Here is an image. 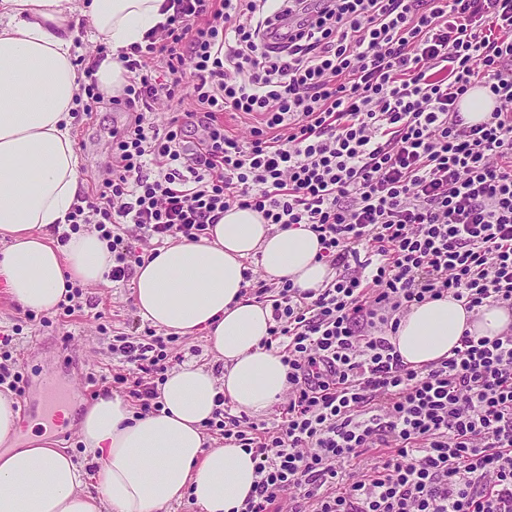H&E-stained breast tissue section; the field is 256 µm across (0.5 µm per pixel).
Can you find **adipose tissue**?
Returning a JSON list of instances; mask_svg holds the SVG:
<instances>
[{
    "label": "adipose tissue",
    "instance_id": "obj_1",
    "mask_svg": "<svg viewBox=\"0 0 512 512\" xmlns=\"http://www.w3.org/2000/svg\"><path fill=\"white\" fill-rule=\"evenodd\" d=\"M165 3L0 0V288L21 309L51 310L68 284L107 280L112 254L97 232L63 245L52 239L79 188L71 113L85 73L77 39L86 25L109 45L94 78L104 96L120 95L127 72L115 55L165 22ZM319 249L306 227L281 230L234 207L209 236L169 242L145 259L132 284L139 316L180 336L205 333L222 373L178 366L160 387L161 411L141 417L120 396H99L80 429L92 473L40 436L11 447L23 421L0 394V512H164L186 496L204 512H236L257 479L255 462L241 448H205L202 424L218 398L260 414L288 388L280 354L261 346L271 310L243 294L245 261L259 255L267 278L318 288L330 277ZM511 326L507 308L471 311L447 295L413 306L390 341L404 363L422 368L447 357L464 333L494 336Z\"/></svg>",
    "mask_w": 512,
    "mask_h": 512
}]
</instances>
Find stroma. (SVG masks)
Listing matches in <instances>:
<instances>
[{
	"instance_id": "stroma-1",
	"label": "stroma",
	"mask_w": 512,
	"mask_h": 512,
	"mask_svg": "<svg viewBox=\"0 0 512 512\" xmlns=\"http://www.w3.org/2000/svg\"><path fill=\"white\" fill-rule=\"evenodd\" d=\"M123 119L105 104L92 115L78 114L73 120V135L79 155V178L83 190H90V176L104 170L109 162L106 150L112 128ZM80 313L68 325L44 327L30 322L24 311L15 307L0 291V328L19 326L9 347L26 380L25 393L16 405L26 421L43 420L42 399L47 383H54L69 408L70 418L48 431L55 447L81 454L79 418L101 392L112 389L110 377L119 366V356L112 350L113 340L121 333H134L141 326L130 285L107 283L83 287ZM71 331V341H64V331Z\"/></svg>"
}]
</instances>
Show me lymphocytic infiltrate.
<instances>
[{
	"instance_id": "1",
	"label": "lymphocytic infiltrate",
	"mask_w": 512,
	"mask_h": 512,
	"mask_svg": "<svg viewBox=\"0 0 512 512\" xmlns=\"http://www.w3.org/2000/svg\"><path fill=\"white\" fill-rule=\"evenodd\" d=\"M167 4L119 56L112 163L58 241L93 225L124 283L148 248L199 240L233 207L317 234L319 288L243 270L288 390L276 422L203 423L256 462L240 512H512V326L420 369L388 339L448 294L512 309V0ZM477 87L496 105L471 124L459 104ZM227 112L253 119L249 138ZM168 343L147 326L117 347L112 385L141 413L162 408Z\"/></svg>"
}]
</instances>
